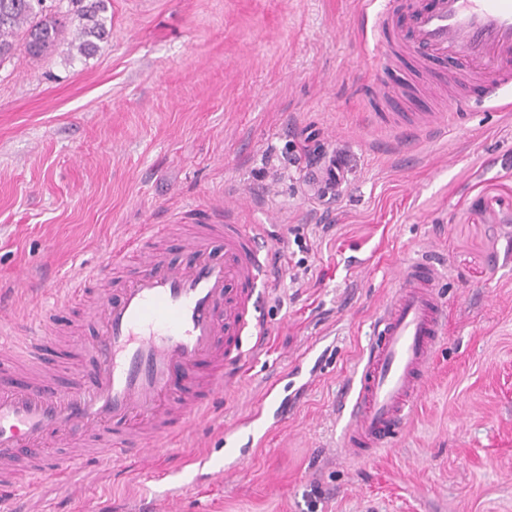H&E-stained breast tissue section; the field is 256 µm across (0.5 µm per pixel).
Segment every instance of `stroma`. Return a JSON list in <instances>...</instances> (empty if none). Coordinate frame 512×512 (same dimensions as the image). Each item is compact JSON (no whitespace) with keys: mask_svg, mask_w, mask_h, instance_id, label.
I'll use <instances>...</instances> for the list:
<instances>
[{"mask_svg":"<svg viewBox=\"0 0 512 512\" xmlns=\"http://www.w3.org/2000/svg\"><path fill=\"white\" fill-rule=\"evenodd\" d=\"M94 56L68 43L0 61V303L23 334L32 289L70 286L143 224H220L243 206L280 254L264 298L266 351L207 418L158 453L161 481L133 461L77 469L71 500L26 477L19 512H512V112L486 81L470 115L438 137L401 135L366 82L377 32L359 0H107ZM386 91L394 112H442L414 55ZM341 156V191L305 170ZM330 232H322V225ZM304 239L308 251L296 241ZM439 258L447 298L434 364L395 446L338 455L340 402L370 322L402 265ZM57 309L56 356L91 381L99 324ZM291 401L260 420L262 447L223 479L224 428L256 412L268 383Z\"/></svg>","mask_w":512,"mask_h":512,"instance_id":"stroma-1","label":"stroma"}]
</instances>
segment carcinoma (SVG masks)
I'll return each instance as SVG.
<instances>
[{"instance_id":"carcinoma-1","label":"carcinoma","mask_w":512,"mask_h":512,"mask_svg":"<svg viewBox=\"0 0 512 512\" xmlns=\"http://www.w3.org/2000/svg\"><path fill=\"white\" fill-rule=\"evenodd\" d=\"M72 11L48 8L46 0H0V59L19 51L38 59L65 40L78 21L70 47L89 57L107 37L106 0H70Z\"/></svg>"}]
</instances>
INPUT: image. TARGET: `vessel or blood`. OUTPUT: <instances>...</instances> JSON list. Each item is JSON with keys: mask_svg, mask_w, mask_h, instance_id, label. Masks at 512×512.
Listing matches in <instances>:
<instances>
[{"mask_svg": "<svg viewBox=\"0 0 512 512\" xmlns=\"http://www.w3.org/2000/svg\"><path fill=\"white\" fill-rule=\"evenodd\" d=\"M413 14L411 30L395 25ZM377 28L384 35L372 88L382 91L390 62L423 50L429 58H463L474 77L512 85V0H435L421 10L410 0H381ZM440 112H418L398 124L406 134L441 126ZM175 234L168 224L143 225L138 271L115 296L98 300L103 329L91 347L95 376L66 385L46 379L44 343L54 332L51 316L31 325L23 344L0 328V503L13 494L17 470L57 477L86 461L50 452L97 441L94 459L115 463L137 458L142 468L163 441L188 430L196 416L230 384L225 367L259 355L267 319L261 290L276 277L273 248L258 225L243 223L234 207L220 224H194L179 235L191 265L171 264L153 240ZM223 257L213 254L215 244ZM440 266L428 256L405 263L396 287L378 310L349 402L340 407L346 426L339 448L357 457L392 447L407 426L444 330L446 299ZM83 285L58 294L35 290V302L66 306ZM262 436L243 424L224 429V455L239 461Z\"/></svg>", "mask_w": 512, "mask_h": 512, "instance_id": "b4317fda", "label": "vessel or blood"}]
</instances>
